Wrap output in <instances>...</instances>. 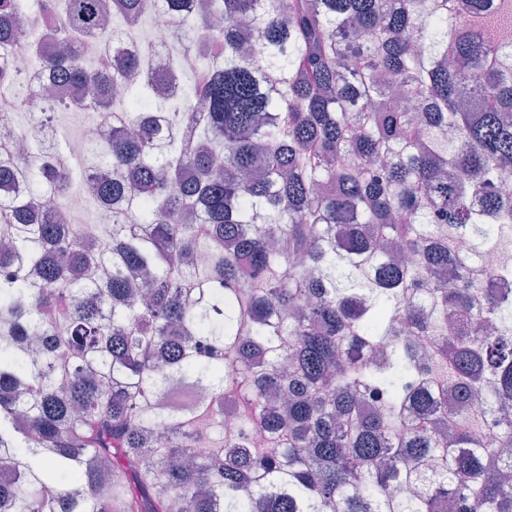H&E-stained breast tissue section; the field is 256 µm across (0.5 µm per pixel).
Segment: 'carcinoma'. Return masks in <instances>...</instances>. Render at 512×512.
I'll use <instances>...</instances> for the list:
<instances>
[{
  "label": "carcinoma",
  "mask_w": 512,
  "mask_h": 512,
  "mask_svg": "<svg viewBox=\"0 0 512 512\" xmlns=\"http://www.w3.org/2000/svg\"><path fill=\"white\" fill-rule=\"evenodd\" d=\"M109 9L185 26L177 85ZM47 11L111 177L0 141V512H512V0H0V83ZM66 210L70 216H77L85 210L83 224H96L98 212L94 206H86V195L82 192L73 193L68 197Z\"/></svg>",
  "instance_id": "1"
}]
</instances>
